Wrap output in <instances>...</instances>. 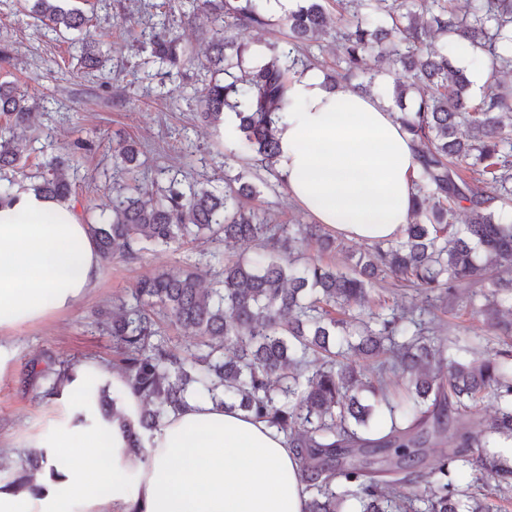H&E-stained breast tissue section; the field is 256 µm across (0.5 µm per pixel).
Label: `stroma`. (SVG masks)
Returning <instances> with one entry per match:
<instances>
[{
	"label": "stroma",
	"mask_w": 512,
	"mask_h": 512,
	"mask_svg": "<svg viewBox=\"0 0 512 512\" xmlns=\"http://www.w3.org/2000/svg\"><path fill=\"white\" fill-rule=\"evenodd\" d=\"M147 2L70 0L72 6L94 11L98 30L110 36L111 57L99 71L80 68L69 53L67 38H37L21 0L0 9V45L10 51L8 62L0 63V81L18 83L31 97L49 100L48 113L35 118L37 145L23 152L26 172H34L42 154L67 153L75 139L87 138L96 145L68 174L71 200L81 211L111 198L112 141L120 136L135 140L154 169H189L217 178L224 174L225 156H233L236 170L251 158L223 123L199 119L196 75L182 80L180 90L161 96L157 66L141 50L140 31L150 26L143 10ZM223 250L219 241L158 247L135 259L113 257L105 263L96 290L79 307L49 314L1 340L9 360L0 373V440L20 446L32 433L49 435L70 424L68 401L42 400L45 383L31 377V363L50 356L77 365L89 359L111 361L112 339L99 332L97 323L107 318L114 301L128 296L143 275L201 268L207 253ZM474 291L472 285H458L442 310L431 308L425 296L412 291L395 294L394 299L411 307L415 317L431 322L445 341L467 330L486 334L482 316L468 303Z\"/></svg>",
	"instance_id": "35a3bbf8"
}]
</instances>
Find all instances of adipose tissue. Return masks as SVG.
<instances>
[{
  "instance_id": "1",
  "label": "adipose tissue",
  "mask_w": 512,
  "mask_h": 512,
  "mask_svg": "<svg viewBox=\"0 0 512 512\" xmlns=\"http://www.w3.org/2000/svg\"><path fill=\"white\" fill-rule=\"evenodd\" d=\"M292 198L344 238L377 242L410 219L416 149L385 101L329 90L322 72L293 78L278 128ZM102 260L76 206L31 190L0 200V335L73 310L97 288ZM58 484L40 496L0 491V512H303L299 464L283 433L212 401L188 400L145 442V458L95 425L36 436ZM137 478L120 496L99 486Z\"/></svg>"
}]
</instances>
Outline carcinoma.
I'll use <instances>...</instances> for the list:
<instances>
[{
	"label": "carcinoma",
	"instance_id": "carcinoma-1",
	"mask_svg": "<svg viewBox=\"0 0 512 512\" xmlns=\"http://www.w3.org/2000/svg\"><path fill=\"white\" fill-rule=\"evenodd\" d=\"M336 2L333 37L341 55L329 87L363 78L366 90L392 66L404 72L393 89L400 121L417 146L419 168L412 219L394 240L375 242L348 272L308 261L298 265L299 245H336L323 224H273L265 209L247 207L262 195L248 181L253 167L275 169L276 136L288 82L307 68H326L312 51L328 33V6ZM29 16L39 35L73 34L70 48L86 69H99L106 42L88 33V16L67 0H31ZM262 0H168L145 39L157 74L171 78L194 65L209 75L194 94L204 122L234 112L254 165L224 185L209 177L165 184L145 180L140 149L118 140L112 199L92 208L86 221L104 262L118 254L187 242H224L228 249L254 242L249 258L211 254L213 285L201 286L192 268L142 276L131 294L113 305L112 370L122 385L84 379V398L96 407L93 420L115 425L128 450L143 452L142 433L160 427L189 396L208 397L268 421L288 438L306 494L304 512H502L512 500V462L492 451L512 438V350L490 346L482 336L449 343L430 335L413 312L383 302L365 309L374 285L387 279L429 298L450 294L460 283L478 284L492 301L480 309L491 334L509 337L512 322V89L497 74L512 71V0H473L459 14L456 0H298L273 18ZM209 15V47L198 59L183 44L169 16L192 20ZM257 27L279 33L258 52L241 35ZM446 48L428 46L434 34ZM468 45L491 66L472 96L467 69L452 50ZM41 105L12 82H0V195L18 184L21 154L17 130L29 125ZM93 143L77 140L67 156L37 164V193L59 200L71 195L65 176L76 154ZM491 175L490 195L471 171ZM468 204L467 223H453L456 207ZM166 322L188 328L194 341L172 348ZM353 350L372 365L347 357ZM404 380L394 387L391 375ZM75 378L60 363L44 390L58 396ZM136 397V419L122 402ZM493 398L496 418L478 416V404ZM453 438L438 466L423 449ZM44 453L25 450L18 460H0L11 479L4 487L39 495L36 483ZM478 472L481 489L448 480V469Z\"/></svg>",
	"mask_w": 512,
	"mask_h": 512
}]
</instances>
